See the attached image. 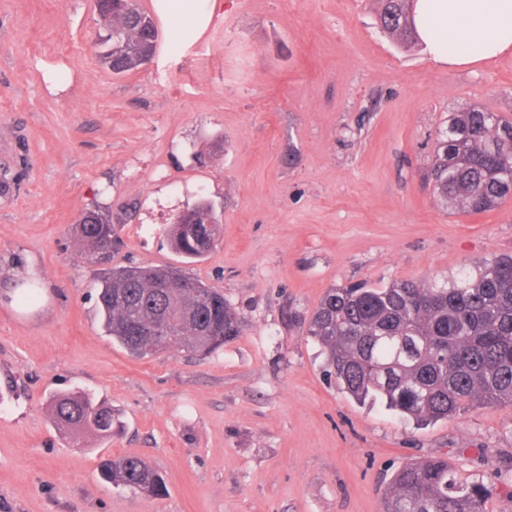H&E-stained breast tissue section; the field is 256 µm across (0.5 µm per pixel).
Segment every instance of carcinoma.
<instances>
[{
    "label": "carcinoma",
    "mask_w": 512,
    "mask_h": 512,
    "mask_svg": "<svg viewBox=\"0 0 512 512\" xmlns=\"http://www.w3.org/2000/svg\"><path fill=\"white\" fill-rule=\"evenodd\" d=\"M112 15L105 59L114 74L154 53L156 28L137 0H97ZM380 25L392 37L418 41L407 0H380ZM434 192L454 213L479 214L512 197V121L471 106L448 115L428 173ZM73 233L91 263L112 255V217L95 209ZM216 240L217 217L205 201L184 212L170 233L189 260L206 256L194 229ZM106 335L137 357L157 352L207 356L239 335L241 320L224 294L178 268L114 269L98 281ZM327 372L358 404H382L401 419L440 421L471 407L512 404V256L494 257L437 285L396 281L328 289L308 324ZM58 430L88 429L112 437V408L88 394L50 401ZM103 478L148 497L166 485L144 458L101 460ZM486 488L459 479L445 455L399 470L385 492V512H486Z\"/></svg>",
    "instance_id": "cac0c4a2"
}]
</instances>
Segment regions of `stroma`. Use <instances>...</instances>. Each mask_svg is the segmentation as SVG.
Listing matches in <instances>:
<instances>
[{"label": "stroma", "instance_id": "stroma-1", "mask_svg": "<svg viewBox=\"0 0 512 512\" xmlns=\"http://www.w3.org/2000/svg\"><path fill=\"white\" fill-rule=\"evenodd\" d=\"M377 8L224 0L198 41L171 53L158 38L116 75L95 0H0V512H384L393 475L439 454L483 482L486 512H512V405L403 423L343 393L307 333L328 288L512 255V199L451 213L427 179L449 113L512 119V55L434 63L384 34ZM202 198L218 241L187 264L168 232ZM97 206L111 265L185 267L223 291L239 335L206 358L112 342L96 305L107 267L73 234ZM57 393L112 406L111 438L61 436ZM126 454L165 495L101 478L102 458Z\"/></svg>", "mask_w": 512, "mask_h": 512}]
</instances>
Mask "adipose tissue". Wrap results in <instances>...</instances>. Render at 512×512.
Returning <instances> with one entry per match:
<instances>
[{"label": "adipose tissue", "instance_id": "adipose-tissue-1", "mask_svg": "<svg viewBox=\"0 0 512 512\" xmlns=\"http://www.w3.org/2000/svg\"><path fill=\"white\" fill-rule=\"evenodd\" d=\"M156 14L177 50L208 29L222 0H154ZM417 35L438 64L462 67L512 55V0H414Z\"/></svg>", "mask_w": 512, "mask_h": 512}]
</instances>
